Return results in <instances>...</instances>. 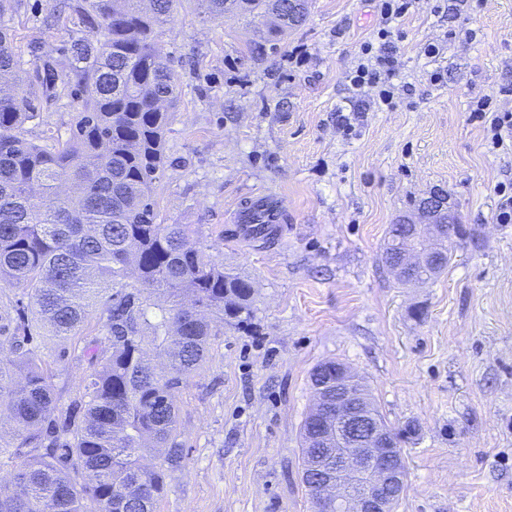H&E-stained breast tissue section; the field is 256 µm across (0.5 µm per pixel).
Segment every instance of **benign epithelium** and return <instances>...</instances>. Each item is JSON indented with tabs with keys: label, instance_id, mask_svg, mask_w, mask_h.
<instances>
[{
	"label": "benign epithelium",
	"instance_id": "7a95c632",
	"mask_svg": "<svg viewBox=\"0 0 512 512\" xmlns=\"http://www.w3.org/2000/svg\"><path fill=\"white\" fill-rule=\"evenodd\" d=\"M421 212L426 225L404 220V232L395 234L390 264L396 271L410 267L421 271L439 262L438 248L422 252L412 247L422 228H428L438 242L451 239L448 225L439 222L448 214L445 195L428 196ZM323 367L336 379V408L328 414L327 431L311 436L326 444L325 450L305 448L302 481L312 512H392L405 490L401 448L409 433L386 431L373 414L355 404L350 387L358 377L349 367L338 361H327Z\"/></svg>",
	"mask_w": 512,
	"mask_h": 512
}]
</instances>
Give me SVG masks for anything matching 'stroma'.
<instances>
[{
  "instance_id": "35a3bbf8",
  "label": "stroma",
  "mask_w": 512,
  "mask_h": 512,
  "mask_svg": "<svg viewBox=\"0 0 512 512\" xmlns=\"http://www.w3.org/2000/svg\"><path fill=\"white\" fill-rule=\"evenodd\" d=\"M60 3L0 15L22 63L64 57L75 29ZM434 6L415 0L401 23L392 82L413 93L390 108L347 80L381 23L377 0H308L305 22L261 54L266 18L177 0L157 38L181 90L158 221L193 225L254 295L248 328L216 325L175 392L184 459L157 512H311L301 428L310 375L329 360L363 379L392 428L415 429L396 512H512V223L497 221L495 192L512 181V143L489 148L470 119L475 99L512 83V0L458 16ZM358 101L343 132L336 115ZM81 109L76 89H58L22 133L55 149ZM438 190L474 234L451 243L436 280L400 285L381 259L389 228ZM264 193L288 217L271 240L244 237L235 215ZM59 350L40 339L70 399L89 364Z\"/></svg>"
}]
</instances>
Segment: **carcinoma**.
Wrapping results in <instances>:
<instances>
[{"label": "carcinoma", "instance_id": "cac0c4a2", "mask_svg": "<svg viewBox=\"0 0 512 512\" xmlns=\"http://www.w3.org/2000/svg\"><path fill=\"white\" fill-rule=\"evenodd\" d=\"M174 0H70L69 57L29 74L0 28V286L28 289L11 336L0 341V512H156L183 461L175 390L198 369L213 324L248 325L254 289L205 254L189 224H160L153 198L164 135L180 84L156 44ZM271 18L282 0H205ZM81 93L70 137L48 151L22 137L36 100L58 85ZM163 109L154 107L157 100ZM96 314L103 337L80 335ZM43 335L81 347L90 371L69 403L35 349Z\"/></svg>", "mask_w": 512, "mask_h": 512}]
</instances>
